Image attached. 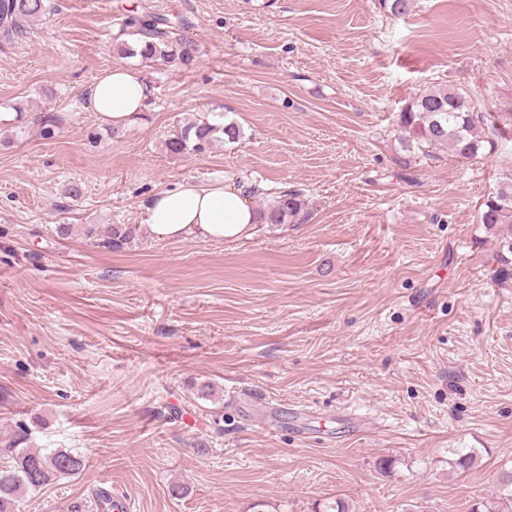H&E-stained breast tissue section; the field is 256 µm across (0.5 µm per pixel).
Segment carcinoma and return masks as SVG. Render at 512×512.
Masks as SVG:
<instances>
[{
    "mask_svg": "<svg viewBox=\"0 0 512 512\" xmlns=\"http://www.w3.org/2000/svg\"><path fill=\"white\" fill-rule=\"evenodd\" d=\"M379 4L391 15L401 16L410 11L412 0H379ZM44 11V0H0V37L13 39L21 32V21L38 19ZM160 24L167 26L170 21L154 16L141 22L123 21L119 33L134 38L135 44L121 41L119 54L189 65L194 58L192 43L159 30ZM399 123L410 136L429 147L439 151L446 148L466 160L483 159L496 149L495 141L482 134L483 126L493 124V116L483 111L478 101L463 89L434 86L423 90L400 112ZM222 135L234 141L240 137V128L234 124H216L203 116L183 125L179 132L165 140L164 147L176 156L199 155L209 151ZM261 212L274 226L302 224L308 217V201L303 190L287 189L265 200ZM480 223L487 228L507 227V233L500 238V248L512 253L511 183L484 201ZM136 237L137 225L114 224L102 242L121 248ZM27 436L28 429L21 424L16 436L6 442L12 464L0 469V512H14L15 505L25 494L74 476L84 467L80 455L68 450L45 453L40 448L20 447ZM3 474L7 478H1ZM508 506L512 508V470L503 472L497 492L473 504L470 512H506Z\"/></svg>",
    "mask_w": 512,
    "mask_h": 512,
    "instance_id": "carcinoma-1",
    "label": "carcinoma"
}]
</instances>
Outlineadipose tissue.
<instances>
[{
  "instance_id": "obj_1",
  "label": "adipose tissue",
  "mask_w": 512,
  "mask_h": 512,
  "mask_svg": "<svg viewBox=\"0 0 512 512\" xmlns=\"http://www.w3.org/2000/svg\"><path fill=\"white\" fill-rule=\"evenodd\" d=\"M149 94L140 69L116 66L96 78L89 89V102L100 123L122 129L145 109ZM145 212L143 231L163 240L248 239L263 219L247 185L227 177L205 183L183 180L154 193Z\"/></svg>"
}]
</instances>
